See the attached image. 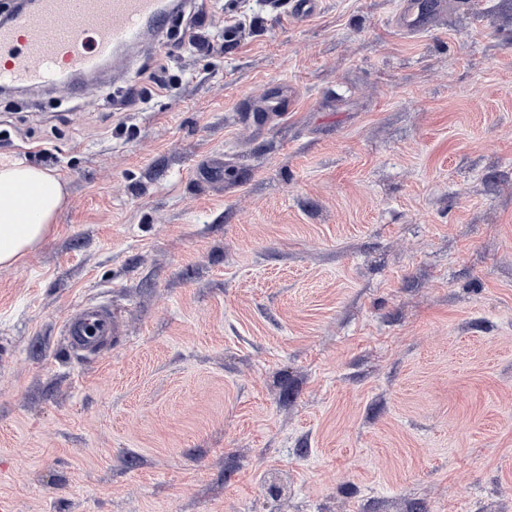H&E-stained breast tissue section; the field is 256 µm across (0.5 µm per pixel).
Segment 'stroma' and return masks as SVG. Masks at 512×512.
<instances>
[{"instance_id": "35a3bbf8", "label": "stroma", "mask_w": 512, "mask_h": 512, "mask_svg": "<svg viewBox=\"0 0 512 512\" xmlns=\"http://www.w3.org/2000/svg\"><path fill=\"white\" fill-rule=\"evenodd\" d=\"M420 2H181L172 92L0 97L67 191L0 268L10 512H512V0ZM89 326H95L96 331H99V336H107L110 331L109 322L99 316L98 310L85 309L84 315L68 321L64 329L65 336L74 348H94L96 346V342H92L87 337Z\"/></svg>"}]
</instances>
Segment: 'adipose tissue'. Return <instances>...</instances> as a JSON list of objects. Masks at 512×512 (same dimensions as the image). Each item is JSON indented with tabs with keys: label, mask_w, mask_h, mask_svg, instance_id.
I'll use <instances>...</instances> for the list:
<instances>
[{
	"label": "adipose tissue",
	"mask_w": 512,
	"mask_h": 512,
	"mask_svg": "<svg viewBox=\"0 0 512 512\" xmlns=\"http://www.w3.org/2000/svg\"><path fill=\"white\" fill-rule=\"evenodd\" d=\"M66 189L51 172L0 162V267L20 265L53 231Z\"/></svg>",
	"instance_id": "obj_1"
}]
</instances>
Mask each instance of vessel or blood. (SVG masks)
Segmentation results:
<instances>
[{
    "instance_id": "b4317fda",
    "label": "vessel or blood",
    "mask_w": 512,
    "mask_h": 512,
    "mask_svg": "<svg viewBox=\"0 0 512 512\" xmlns=\"http://www.w3.org/2000/svg\"><path fill=\"white\" fill-rule=\"evenodd\" d=\"M166 21L162 0H28L0 24V85L35 87L63 74L94 77L104 64L127 80L121 54L148 47ZM108 335L110 324L97 310L67 322L64 332L78 349L91 347L89 327Z\"/></svg>"
}]
</instances>
